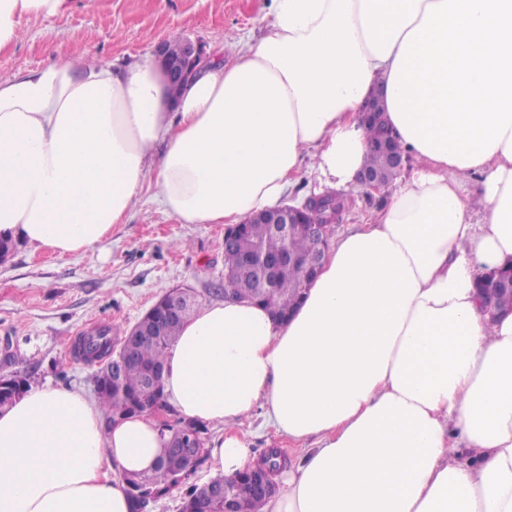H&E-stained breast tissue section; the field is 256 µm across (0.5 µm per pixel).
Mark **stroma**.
<instances>
[{"mask_svg":"<svg viewBox=\"0 0 512 512\" xmlns=\"http://www.w3.org/2000/svg\"><path fill=\"white\" fill-rule=\"evenodd\" d=\"M271 0H73L56 16L26 17L22 36L0 51V78L45 66L58 55L102 62L152 59L170 38L188 40L213 57L223 44L263 33ZM221 224H183L144 192L126 223L94 249L61 256L17 241L0 264V373L27 374L32 385L67 387L96 399V365L72 354L79 336L108 326L130 329L164 294L184 288L201 303L224 281ZM237 428L253 454L280 449L297 464L301 446L276 435L264 409Z\"/></svg>","mask_w":512,"mask_h":512,"instance_id":"1","label":"stroma"}]
</instances>
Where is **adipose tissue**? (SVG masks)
I'll use <instances>...</instances> for the list:
<instances>
[{"label": "adipose tissue", "instance_id": "adipose-tissue-1", "mask_svg": "<svg viewBox=\"0 0 512 512\" xmlns=\"http://www.w3.org/2000/svg\"><path fill=\"white\" fill-rule=\"evenodd\" d=\"M70 0H0V51ZM178 91L159 63L59 60L0 79V237L64 256L124 223L144 189L184 224L244 222L301 173L359 190L361 114L382 93L413 161L340 237L288 320L201 306L166 351L164 404L226 426L212 476L254 459L256 408L308 448L262 512H512V313L476 282L512 261V0H272ZM67 388L0 413V512H133L156 413L105 427Z\"/></svg>", "mask_w": 512, "mask_h": 512}]
</instances>
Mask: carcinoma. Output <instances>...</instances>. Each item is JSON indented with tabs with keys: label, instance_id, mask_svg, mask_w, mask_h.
Instances as JSON below:
<instances>
[{
	"label": "carcinoma",
	"instance_id": "cac0c4a2",
	"mask_svg": "<svg viewBox=\"0 0 512 512\" xmlns=\"http://www.w3.org/2000/svg\"><path fill=\"white\" fill-rule=\"evenodd\" d=\"M365 169L382 174L388 181L396 177L388 164V155L371 149ZM336 205V211L342 212L349 204L346 196L329 195L323 201L314 204L306 213V223L324 224L328 218V207ZM258 248L267 255H277L283 250L302 261L313 248L310 237L296 233L283 240L271 231L267 224H250L238 241L224 246V271L245 272L244 260L253 249ZM306 277L301 266H288L267 288L261 282L245 278L246 287L239 289L236 299L240 301L262 304L278 317L292 310L300 300V292L304 288ZM199 301L185 307L182 313L162 322L155 336H143L128 356L119 357L113 341L112 328L100 327L93 333L82 336L74 348V354L87 361H113L121 358L120 379L115 382L111 374L99 370L93 377L95 391L100 403L109 410V420L114 422L122 417L143 412L161 401L162 377L164 371V355L168 347L178 338L181 328L198 310ZM30 387L29 379L18 374L0 375V410L10 407ZM261 465L271 475H276L287 466V459L281 451L272 449L264 453ZM195 464L177 451L164 453L157 464L153 475H136L125 477L127 493L135 504L134 512H146L151 499L165 492L163 482L177 479L189 472ZM228 489L231 495L242 500L249 512H260L265 501L273 493L257 487L249 473H243L238 480L232 482L224 477H216L199 486L191 485L183 497L182 512H224V498L213 496L216 489Z\"/></svg>",
	"mask_w": 512,
	"mask_h": 512
}]
</instances>
